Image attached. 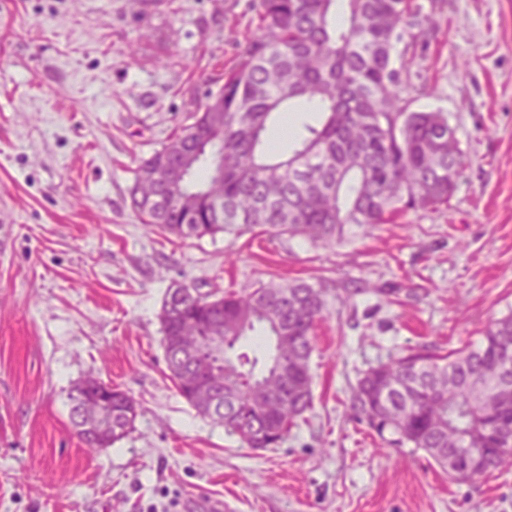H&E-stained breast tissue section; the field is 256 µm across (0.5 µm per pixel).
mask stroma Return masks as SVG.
I'll return each mask as SVG.
<instances>
[{"label":"stroma","mask_w":512,"mask_h":512,"mask_svg":"<svg viewBox=\"0 0 512 512\" xmlns=\"http://www.w3.org/2000/svg\"><path fill=\"white\" fill-rule=\"evenodd\" d=\"M258 0H0V512H512V469L455 482L351 408L369 367L441 354L512 314V0H411L409 110L464 153L448 205L313 243L254 229L180 239L141 223V159L217 90ZM323 284L313 407L252 450L168 379L167 287ZM373 286L354 295L353 283ZM93 376L140 406L91 450L68 394Z\"/></svg>","instance_id":"35a3bbf8"}]
</instances>
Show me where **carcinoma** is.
<instances>
[{
    "instance_id": "1",
    "label": "carcinoma",
    "mask_w": 512,
    "mask_h": 512,
    "mask_svg": "<svg viewBox=\"0 0 512 512\" xmlns=\"http://www.w3.org/2000/svg\"><path fill=\"white\" fill-rule=\"evenodd\" d=\"M342 2L336 19V2ZM259 34L193 122L138 167L130 197L142 223L180 238L260 226L312 243L350 224H389L448 204L462 172L444 112H410L409 63L394 66L410 0H259ZM297 104L321 114L285 157L267 140ZM188 178H183V175ZM167 288L162 346L177 393L252 449L277 448L312 405V334L326 300L305 282L260 283L244 294ZM261 327L263 352H240ZM94 378L70 393V419L89 449L133 428L135 400L81 413ZM351 407L393 443L425 451L454 481L512 467V314L446 355L412 352L369 368Z\"/></svg>"
}]
</instances>
